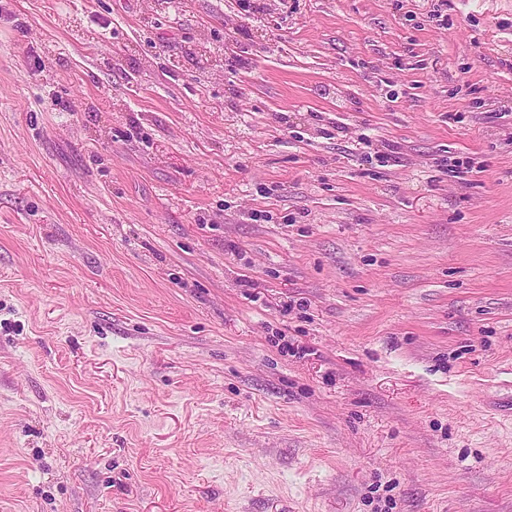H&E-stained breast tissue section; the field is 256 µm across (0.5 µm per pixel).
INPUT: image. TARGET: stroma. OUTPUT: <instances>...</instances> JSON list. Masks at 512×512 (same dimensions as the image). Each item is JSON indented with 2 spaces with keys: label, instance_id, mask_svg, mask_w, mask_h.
Masks as SVG:
<instances>
[{
  "label": "stroma",
  "instance_id": "35a3bbf8",
  "mask_svg": "<svg viewBox=\"0 0 512 512\" xmlns=\"http://www.w3.org/2000/svg\"><path fill=\"white\" fill-rule=\"evenodd\" d=\"M511 407L512 0H0V512H512Z\"/></svg>",
  "mask_w": 512,
  "mask_h": 512
}]
</instances>
